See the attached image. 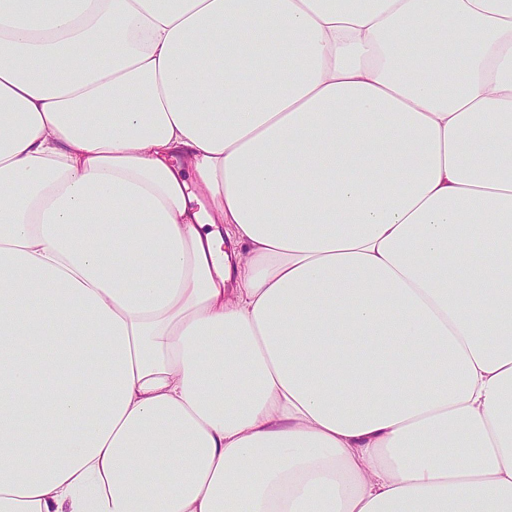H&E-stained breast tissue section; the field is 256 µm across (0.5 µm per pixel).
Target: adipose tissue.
Listing matches in <instances>:
<instances>
[{
    "mask_svg": "<svg viewBox=\"0 0 512 512\" xmlns=\"http://www.w3.org/2000/svg\"><path fill=\"white\" fill-rule=\"evenodd\" d=\"M0 512H512V0H0Z\"/></svg>",
    "mask_w": 512,
    "mask_h": 512,
    "instance_id": "adipose-tissue-1",
    "label": "adipose tissue"
}]
</instances>
